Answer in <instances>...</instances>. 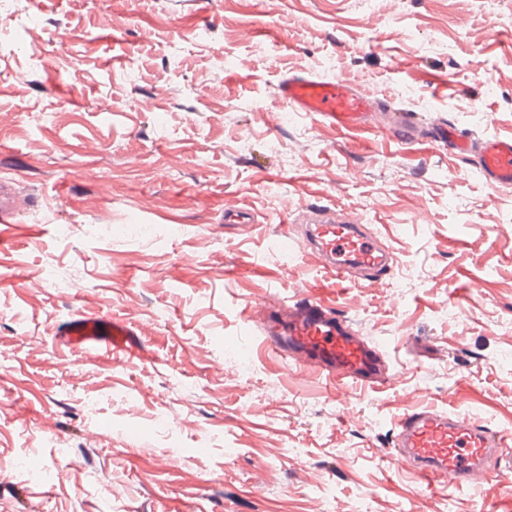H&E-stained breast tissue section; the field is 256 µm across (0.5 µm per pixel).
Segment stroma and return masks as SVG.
Returning <instances> with one entry per match:
<instances>
[{
	"label": "stroma",
	"mask_w": 512,
	"mask_h": 512,
	"mask_svg": "<svg viewBox=\"0 0 512 512\" xmlns=\"http://www.w3.org/2000/svg\"><path fill=\"white\" fill-rule=\"evenodd\" d=\"M288 74L511 136L512 0H0V176L25 187L0 238V512L19 490L36 512H322L324 484L331 512L512 503V480L435 493L389 457L421 399L512 429V189L428 139L283 113ZM286 201L397 257L330 295L400 373L347 421L245 322L334 280L276 245ZM75 310L142 328L150 359L65 347Z\"/></svg>",
	"instance_id": "35a3bbf8"
}]
</instances>
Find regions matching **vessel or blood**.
<instances>
[{"label": "vessel or blood", "instance_id": "b4317fda", "mask_svg": "<svg viewBox=\"0 0 512 512\" xmlns=\"http://www.w3.org/2000/svg\"><path fill=\"white\" fill-rule=\"evenodd\" d=\"M277 95L290 111L309 112L343 126L371 127L378 110L374 95L341 77L324 81L311 74L288 75L279 82ZM380 126L405 143L419 141L425 130H432L455 154L469 159L487 185L512 188L511 136H463L453 124L442 121L428 127L406 111L387 114ZM17 190L16 179L0 177L1 224L12 217ZM304 212L310 229L300 249L330 270L337 283L375 284L391 273L392 251L349 213L324 206H308ZM247 320L267 348L287 359L289 371H316L333 390L357 386L381 391L397 381L384 347L371 343L354 319L320 292L296 300L270 292L250 305ZM61 336L70 349L93 348L125 363L147 355L135 331L109 316L73 311ZM390 458L428 486L474 488L512 474V431L421 404L406 408L395 421Z\"/></svg>", "mask_w": 512, "mask_h": 512}]
</instances>
